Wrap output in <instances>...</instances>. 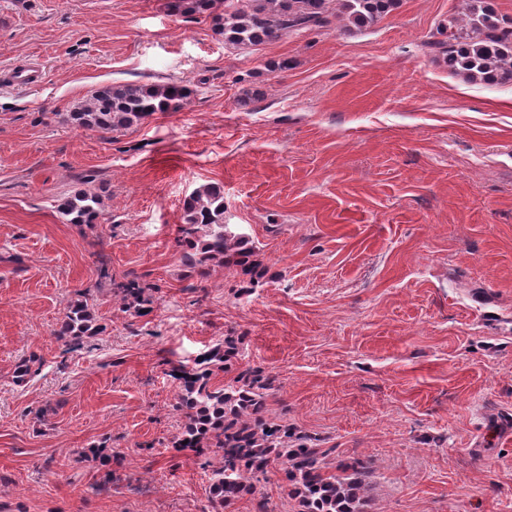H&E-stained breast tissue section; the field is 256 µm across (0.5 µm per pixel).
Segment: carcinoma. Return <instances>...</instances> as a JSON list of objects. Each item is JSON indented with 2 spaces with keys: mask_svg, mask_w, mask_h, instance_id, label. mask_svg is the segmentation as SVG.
<instances>
[{
  "mask_svg": "<svg viewBox=\"0 0 512 512\" xmlns=\"http://www.w3.org/2000/svg\"><path fill=\"white\" fill-rule=\"evenodd\" d=\"M169 0L171 12L189 19H209L216 35L231 46L260 45L302 31H319L336 17L345 27L371 26L392 12L398 0ZM436 56L448 60L451 72L470 82L512 85V19L500 15L491 0H467L465 17L452 16L436 29L428 43ZM194 90L176 81L110 84L75 111L67 122L83 130L109 133L140 125L158 112H176ZM65 224H99L100 199L76 190L56 200ZM176 245L179 260L203 280L215 267L246 277L249 293L263 275L254 259L255 247L238 225L224 223V190L203 184L183 201V223ZM122 311L140 315L153 304V289L131 281L116 284ZM101 333L92 296L80 293L69 304L55 331L67 349ZM239 337L216 341L194 367L172 368L179 381L178 407L185 424L172 441L174 448H209L219 464L209 473L212 512H233V506L256 491L269 470L280 465L289 495L302 512H365L370 462L350 457L329 470L317 439L266 418L267 399L277 390L275 378L261 369L241 370L233 383H212L217 371H227L238 354ZM36 356L15 367L12 382L26 384L35 374Z\"/></svg>",
  "mask_w": 512,
  "mask_h": 512,
  "instance_id": "1",
  "label": "carcinoma"
}]
</instances>
